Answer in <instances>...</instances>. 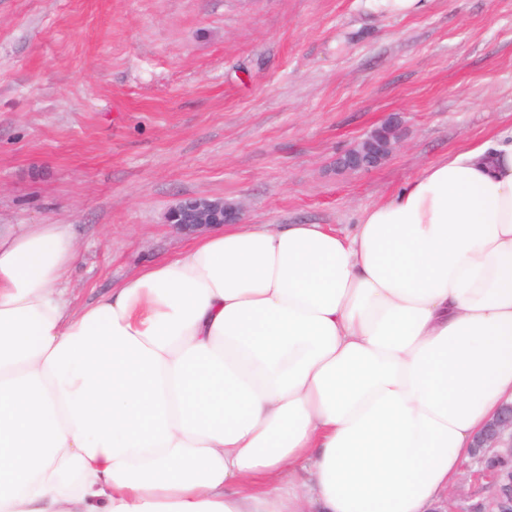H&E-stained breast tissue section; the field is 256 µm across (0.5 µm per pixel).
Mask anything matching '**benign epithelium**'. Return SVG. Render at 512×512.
Instances as JSON below:
<instances>
[{
  "instance_id": "7a95c632",
  "label": "benign epithelium",
  "mask_w": 512,
  "mask_h": 512,
  "mask_svg": "<svg viewBox=\"0 0 512 512\" xmlns=\"http://www.w3.org/2000/svg\"><path fill=\"white\" fill-rule=\"evenodd\" d=\"M399 123L390 119L365 134L346 151L336 156V169L366 172L384 164L399 146ZM242 204L222 198H189L172 206L166 221L183 234H197L219 224H235L240 220ZM472 447L490 452L496 458L512 461V403L502 405L473 438ZM478 474L486 480V494L473 496L451 493L442 512H512V483L503 484L498 472L487 468L485 458L477 456Z\"/></svg>"
}]
</instances>
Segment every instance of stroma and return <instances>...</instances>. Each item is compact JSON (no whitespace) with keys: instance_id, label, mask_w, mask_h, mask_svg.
Masks as SVG:
<instances>
[{"instance_id":"1","label":"stroma","mask_w":512,"mask_h":512,"mask_svg":"<svg viewBox=\"0 0 512 512\" xmlns=\"http://www.w3.org/2000/svg\"><path fill=\"white\" fill-rule=\"evenodd\" d=\"M369 172L336 155L388 117ZM512 128V0H0V224H65L73 304L189 242L193 197L352 231L426 164ZM376 8L395 16H408L418 12L427 0H367Z\"/></svg>"}]
</instances>
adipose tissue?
Here are the masks:
<instances>
[{"instance_id":"adipose-tissue-1","label":"adipose tissue","mask_w":512,"mask_h":512,"mask_svg":"<svg viewBox=\"0 0 512 512\" xmlns=\"http://www.w3.org/2000/svg\"><path fill=\"white\" fill-rule=\"evenodd\" d=\"M0 224V512H442L512 401V130L352 233L226 224L73 305Z\"/></svg>"}]
</instances>
